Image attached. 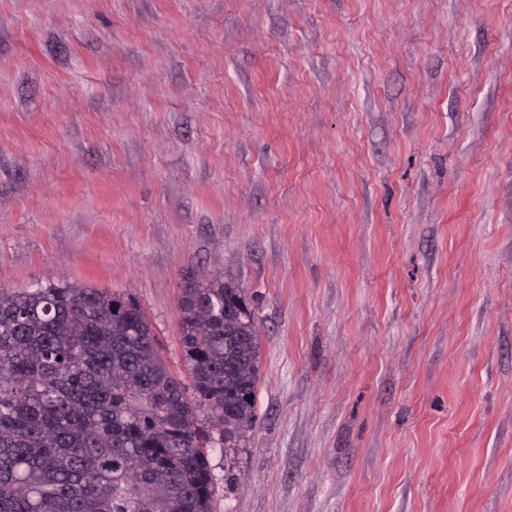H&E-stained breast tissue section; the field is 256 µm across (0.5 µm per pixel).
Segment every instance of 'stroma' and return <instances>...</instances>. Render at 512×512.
Listing matches in <instances>:
<instances>
[{"label":"stroma","mask_w":512,"mask_h":512,"mask_svg":"<svg viewBox=\"0 0 512 512\" xmlns=\"http://www.w3.org/2000/svg\"><path fill=\"white\" fill-rule=\"evenodd\" d=\"M244 289L214 512H512V0H0V289Z\"/></svg>","instance_id":"stroma-1"}]
</instances>
